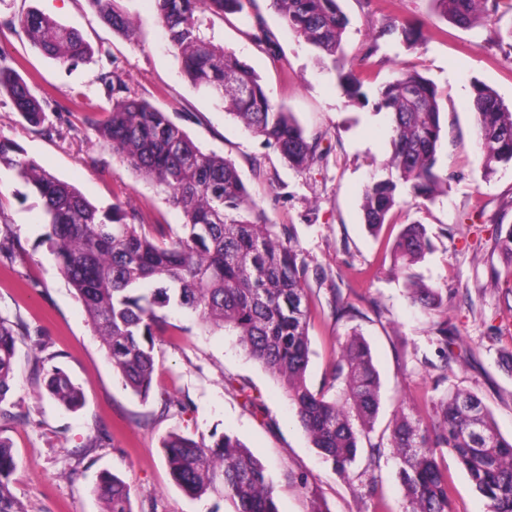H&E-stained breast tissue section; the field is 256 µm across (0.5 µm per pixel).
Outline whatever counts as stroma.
I'll list each match as a JSON object with an SVG mask.
<instances>
[{
    "label": "stroma",
    "instance_id": "35a3bbf8",
    "mask_svg": "<svg viewBox=\"0 0 512 512\" xmlns=\"http://www.w3.org/2000/svg\"><path fill=\"white\" fill-rule=\"evenodd\" d=\"M281 47L271 58L246 37L242 16H204L202 29L262 76L270 96L285 105L306 135H324L327 157L297 172L275 147L255 138L221 102L186 80L165 40L151 0H119L135 23L125 38L105 26L87 0H0V50L54 106L50 133L29 126L10 102H0V139L17 142L46 170L101 208L123 200L151 223H183L166 193L136 175L92 126L112 108L99 81L122 73L131 97L150 102L183 128L204 151L235 162L271 224L293 225L308 266L310 363L307 382L319 387L352 333L368 342L381 379L375 429L383 431L398 408L423 414L432 398L451 388L476 394L499 431L512 438V271L498 240L512 227V166L484 176L469 99L475 83L494 88L512 107V14L461 28L434 12L430 0H343L350 24L348 58L365 62L379 80L402 64L416 66L446 91L441 169L448 191L428 202L404 197L393 221L372 235L361 211L372 179L388 177L391 138L385 113L349 102L334 74L315 62L310 47L289 31L268 0H256ZM37 9L77 29L93 50L68 67L31 49L26 35L6 25L15 13ZM422 24L424 41L408 47L381 35L388 21ZM424 224L432 250L413 271L448 294V352L440 354L433 313L411 303L406 280L393 268L390 247L412 222ZM43 222L40 199L12 169L0 167V316L21 324L15 379L0 402V437L20 460L13 492L26 512H101L95 492L100 473L132 489L133 512H230L223 498L186 495L173 481L161 448L170 434L210 437L231 433L269 470L279 512H308L318 495L330 512H404L390 448L376 471L381 498L369 496L360 455L355 478L336 474L313 448L289 408L280 383L248 357L235 336L210 330L184 311L168 316L155 339L154 387L148 399L126 389L94 335L81 304L65 283ZM356 312L332 314L333 293ZM63 368L81 387L76 410L58 406L44 374ZM446 367L438 381L436 370ZM250 387L261 410L245 406L234 383ZM455 512H488L454 457H447ZM307 474L299 484L297 474Z\"/></svg>",
    "mask_w": 512,
    "mask_h": 512
}]
</instances>
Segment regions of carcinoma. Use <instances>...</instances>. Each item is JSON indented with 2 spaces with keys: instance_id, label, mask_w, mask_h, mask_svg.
<instances>
[{
  "instance_id": "obj_1",
  "label": "carcinoma",
  "mask_w": 512,
  "mask_h": 512,
  "mask_svg": "<svg viewBox=\"0 0 512 512\" xmlns=\"http://www.w3.org/2000/svg\"><path fill=\"white\" fill-rule=\"evenodd\" d=\"M112 31L129 37L130 18L117 0H87ZM157 17L192 86L224 104L255 136L279 149L299 172L321 160L322 135L307 137L288 109L272 100L261 76L200 29L199 15H241L256 0H154ZM342 0H270L290 30L301 37L319 63L344 59L349 19ZM434 9L459 27L482 18L512 13V0H431ZM31 47L62 63L90 54L78 33L38 10L15 16ZM384 32L409 46L424 38L414 22L390 23ZM250 41L275 58L279 44L263 15H252ZM99 80L112 93V110L95 121L98 134L112 144L142 178L162 186L185 221L146 224L133 208L116 201L99 209L75 187L25 155L16 142L0 139V164L16 173L43 204L59 271L81 302L88 322L119 373L123 385L146 399L153 386V348L172 309L193 314L208 328L230 332L285 392L289 405L314 448L342 477L352 467L362 441L371 453L367 469L378 466L383 440L370 434L380 407V378L368 344L349 337L319 389L307 383L310 357L308 267L299 257L293 225L268 224L235 164L202 151L180 126L150 103L123 96L127 86L116 72ZM370 78L340 67L338 85L351 101L369 103ZM10 101L27 124L41 127L50 101L35 97L28 83L0 51V98ZM442 93L413 67H402L381 84L374 107L390 122L393 152L387 166L396 176L369 184L361 209L365 224L378 230L407 193L433 200L448 185L439 155L442 147ZM469 109L476 119L478 145L487 175L512 164V110L494 88L473 87ZM430 249L422 224L406 225L392 253L396 270L408 280L412 303L436 312L439 352L448 356L447 304L438 290L410 273ZM19 329L0 316V402L11 390ZM45 389L58 404L77 408L79 387L60 367H52ZM389 448L406 503L405 512H454L443 462L450 452L488 512H512V439L502 436L477 395L450 389L422 417L399 408L391 424ZM175 482L190 496L218 494L232 512H279L275 485L266 466L230 433L210 441L171 434L162 442ZM19 459L0 438V512H24L12 492ZM103 512H132L131 489L110 473L96 485Z\"/></svg>"
}]
</instances>
